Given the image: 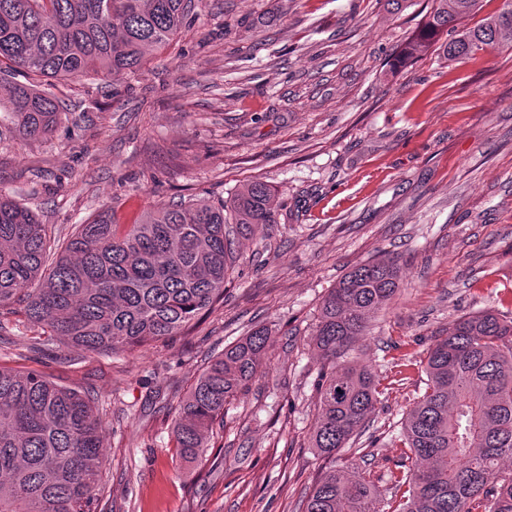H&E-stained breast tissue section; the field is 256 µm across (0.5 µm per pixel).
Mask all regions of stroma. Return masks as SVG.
<instances>
[{"label":"stroma","instance_id":"stroma-1","mask_svg":"<svg viewBox=\"0 0 512 512\" xmlns=\"http://www.w3.org/2000/svg\"><path fill=\"white\" fill-rule=\"evenodd\" d=\"M431 0H195L182 29L131 77L54 81L48 138L0 111V195L55 236L112 213L230 200L270 185L277 221L236 237L224 303L157 342L88 353L0 314V365L88 393L106 425L94 512H298L324 462L308 437L320 303L353 265L400 257L392 304L354 352L383 393L346 449L381 499L404 464L401 422L424 358L461 315L512 317V45L390 74ZM264 325L262 368L226 405L198 463L174 446L176 408L213 356Z\"/></svg>","mask_w":512,"mask_h":512}]
</instances>
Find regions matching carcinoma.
Segmentation results:
<instances>
[{"instance_id": "obj_1", "label": "carcinoma", "mask_w": 512, "mask_h": 512, "mask_svg": "<svg viewBox=\"0 0 512 512\" xmlns=\"http://www.w3.org/2000/svg\"><path fill=\"white\" fill-rule=\"evenodd\" d=\"M484 0H433L392 69L429 51L448 63L476 58L512 35V0L473 27ZM192 0H0V82L18 135L55 131L60 101L41 79H81L141 70L182 28ZM273 190L245 184L227 202L161 206L138 224L108 214L80 224L57 248L28 207L0 196V308L67 345L115 351L173 336L224 300L229 225L246 235L276 223ZM397 257L358 263L322 300L314 327L322 360L309 447L326 466L301 512H382L366 470L336 465L369 427L379 377L347 360L371 318L396 297ZM269 340L253 329L212 358L180 403L173 440L187 462L202 458L224 407L245 392ZM426 388L406 412L401 445L411 464L391 472L387 512H512V320L492 309L459 317L427 351ZM103 419L85 394L41 373L0 366V512H90L102 479Z\"/></svg>"}]
</instances>
